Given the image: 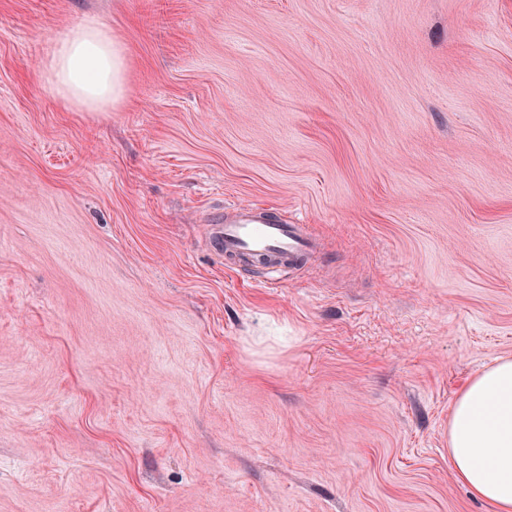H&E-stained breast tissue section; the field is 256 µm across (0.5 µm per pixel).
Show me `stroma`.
<instances>
[{"mask_svg": "<svg viewBox=\"0 0 512 512\" xmlns=\"http://www.w3.org/2000/svg\"><path fill=\"white\" fill-rule=\"evenodd\" d=\"M89 17L128 98L45 65ZM323 254L271 288L205 221ZM512 359V0H0V512H491L448 419ZM213 251L232 269L244 266L266 271L260 284L278 285L324 251L323 240L311 225L257 205L225 207L207 221Z\"/></svg>", "mask_w": 512, "mask_h": 512, "instance_id": "stroma-1", "label": "stroma"}]
</instances>
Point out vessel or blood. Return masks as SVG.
Segmentation results:
<instances>
[{"instance_id":"1","label":"vessel or blood","mask_w":512,"mask_h":512,"mask_svg":"<svg viewBox=\"0 0 512 512\" xmlns=\"http://www.w3.org/2000/svg\"><path fill=\"white\" fill-rule=\"evenodd\" d=\"M207 229L208 241L225 266L264 269L268 286L300 272L324 250L311 225L257 205H234L214 212Z\"/></svg>"}]
</instances>
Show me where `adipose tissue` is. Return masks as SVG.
Returning a JSON list of instances; mask_svg holds the SVG:
<instances>
[{
    "label": "adipose tissue",
    "instance_id": "1",
    "mask_svg": "<svg viewBox=\"0 0 512 512\" xmlns=\"http://www.w3.org/2000/svg\"><path fill=\"white\" fill-rule=\"evenodd\" d=\"M126 51L99 19H86L48 63L49 80L66 104L98 112L126 95ZM448 455L459 480L492 512H512V359L480 371L455 401Z\"/></svg>",
    "mask_w": 512,
    "mask_h": 512
}]
</instances>
